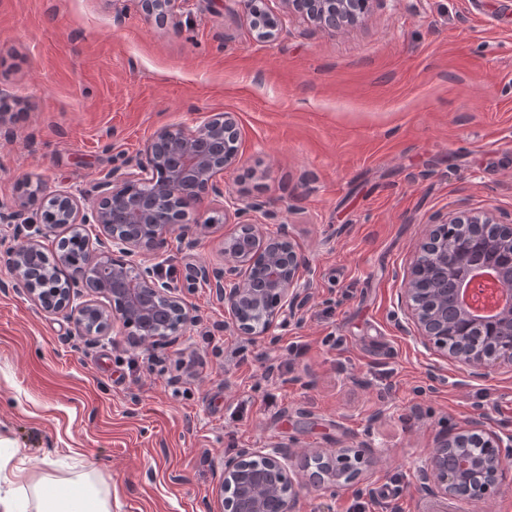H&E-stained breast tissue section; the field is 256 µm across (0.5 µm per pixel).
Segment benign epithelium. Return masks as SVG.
I'll return each mask as SVG.
<instances>
[{
    "label": "benign epithelium",
    "mask_w": 512,
    "mask_h": 512,
    "mask_svg": "<svg viewBox=\"0 0 512 512\" xmlns=\"http://www.w3.org/2000/svg\"><path fill=\"white\" fill-rule=\"evenodd\" d=\"M188 0H140L146 18L159 24L174 15L176 4ZM288 11L329 30L357 23L363 0H283ZM238 141L237 122L230 112L215 114L194 130L180 125L161 128L145 148L146 162L138 166V178L117 167L95 186L92 205H83L71 191L51 197L49 215L36 219L25 204L0 206V224L22 227L40 222L52 229L67 225L83 230L88 224L98 227L95 243L84 239L85 262L78 268L69 264L66 247L57 244L55 265L36 264L43 253L41 240L34 236L10 253L7 285L20 290L43 312L64 313L90 343H96L118 326L151 346L165 344L182 336L194 322L192 306L181 288L199 284L209 287L212 299L224 307L229 319L224 327L254 339L272 335L286 319L295 316L308 299L310 282L302 279L306 260L288 225L278 224L274 235L260 232L255 214L275 218L260 200L234 198L224 193V171L239 161L238 151L224 152V142ZM143 190L140 204L128 205V187ZM224 199V223L234 221L236 230L224 236L223 261L212 265L185 259L181 264L178 288L168 281L160 263L158 250L175 231L186 235L180 221L153 226L145 236L138 225L151 222L155 206L180 198L181 210L194 207L202 199ZM443 224H464L471 235L484 239L487 250L497 259L494 271L501 277L499 290L508 296V304L494 316V334L512 337V224L505 223L491 211L451 214ZM119 252L123 260L112 263ZM472 255V244L459 248L440 242L433 236L424 239L416 259L403 278L399 304L406 316L407 333L420 339L427 348H435L463 364L478 375L492 363H512V344L504 348L492 341L483 344L467 337L468 329L479 323L469 310L454 309L448 316V304L426 305L422 297L424 279L437 272L445 287L443 296L456 292L446 287L448 277ZM259 257L267 262L264 280L250 279V269ZM460 286L472 300L482 305L489 296L485 275L468 277ZM85 300L75 306L74 298ZM483 440L493 448L485 455L477 452L470 438ZM359 451L338 448L327 452L314 450L295 458L276 446L244 448L224 460L219 496L223 512H296L300 500V477L316 489H329L359 478ZM512 460V434L505 437L483 430V422L471 420L466 426L448 433L432 449L421 469L418 492L467 505L483 498L496 484L504 466ZM478 468L485 482L475 483L462 475Z\"/></svg>",
    "instance_id": "1"
}]
</instances>
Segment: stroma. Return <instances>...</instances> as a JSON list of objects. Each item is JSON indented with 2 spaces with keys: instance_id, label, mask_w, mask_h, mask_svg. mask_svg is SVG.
Returning a JSON list of instances; mask_svg holds the SVG:
<instances>
[{
  "instance_id": "35a3bbf8",
  "label": "stroma",
  "mask_w": 512,
  "mask_h": 512,
  "mask_svg": "<svg viewBox=\"0 0 512 512\" xmlns=\"http://www.w3.org/2000/svg\"><path fill=\"white\" fill-rule=\"evenodd\" d=\"M266 7L271 40L236 0H188L163 26L138 0H0V204L136 172L161 127L230 112L241 161L224 188L275 213L263 233L288 224L311 280L265 341L225 329L197 286L185 335L147 349L117 331L87 343L0 288V436L52 481L93 466L112 512H218L225 459L268 445L363 451L361 482L306 489L299 512H383L395 486L402 512H445L418 467L466 421L512 433V363L471 378L406 333L398 294L439 217L512 215V0H370L337 32ZM223 213L189 210L170 274L218 262L235 227L207 220Z\"/></svg>"
}]
</instances>
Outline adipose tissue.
<instances>
[{
	"label": "adipose tissue",
	"mask_w": 512,
	"mask_h": 512,
	"mask_svg": "<svg viewBox=\"0 0 512 512\" xmlns=\"http://www.w3.org/2000/svg\"><path fill=\"white\" fill-rule=\"evenodd\" d=\"M43 485L29 476L20 448L0 437V512H112L110 496L89 474L58 484L52 493Z\"/></svg>",
	"instance_id": "adipose-tissue-1"
}]
</instances>
